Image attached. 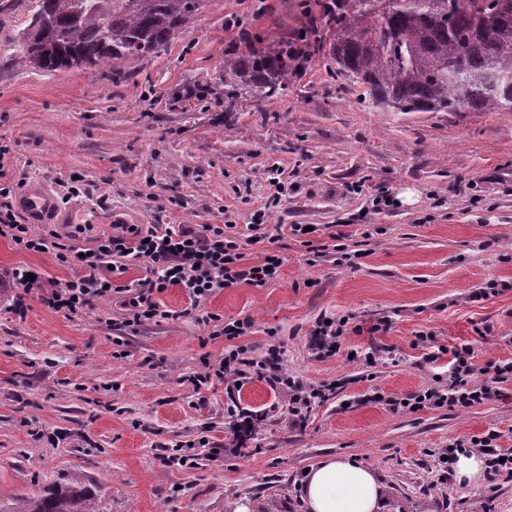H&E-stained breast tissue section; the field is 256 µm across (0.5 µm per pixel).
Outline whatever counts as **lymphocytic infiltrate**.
I'll return each instance as SVG.
<instances>
[{
	"label": "lymphocytic infiltrate",
	"instance_id": "f902f5d3",
	"mask_svg": "<svg viewBox=\"0 0 512 512\" xmlns=\"http://www.w3.org/2000/svg\"><path fill=\"white\" fill-rule=\"evenodd\" d=\"M10 150L0 145V238L8 239L17 248L53 255L57 265L72 269L71 278L56 282L43 277H30L25 266L15 267L0 274V288L22 289L8 310L25 317L28 306L25 293L37 290L42 302L54 312L72 317L89 308L95 301L121 295L124 324L135 328L144 322H162L173 319L174 311L165 309L155 296L170 288L184 289L191 307L224 289L240 283L263 286L274 280L283 259L274 244L276 239L265 233L267 212L254 211L249 228L250 243L266 244L261 264L244 263L242 245L237 237L226 234L223 225L205 224L194 230L183 224H152L148 228H133L127 224L113 225L111 232L94 237L90 245H83L79 231L67 234L48 227L41 233L32 232L29 225L17 220L13 205L22 192L19 183H4V169ZM138 260L142 277L122 283L131 260ZM449 363L452 372L443 390L429 389L415 407L469 408L496 395L499 384L512 380V363L496 366L491 378L477 379L471 367L473 351L470 345L452 347ZM260 375L271 385L288 391V413L293 419L303 417L312 399L322 397L319 389L301 395L294 381L280 366L277 350H270Z\"/></svg>",
	"mask_w": 512,
	"mask_h": 512
}]
</instances>
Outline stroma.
I'll return each mask as SVG.
<instances>
[{
	"label": "stroma",
	"mask_w": 512,
	"mask_h": 512,
	"mask_svg": "<svg viewBox=\"0 0 512 512\" xmlns=\"http://www.w3.org/2000/svg\"><path fill=\"white\" fill-rule=\"evenodd\" d=\"M306 2L206 0L153 55L51 72L15 62L27 6L0 15L8 178L94 204L86 243L116 224L227 218L246 242L252 211L278 193L266 230L284 259L276 279L224 289L194 313L187 292L167 289L158 300L180 318L134 331L116 298L67 318L32 296L20 320L6 310L13 289L0 288V499L73 473L98 487L101 512H307L306 468L336 456L376 470L384 512H512V481L462 489L437 461L490 432L512 452V381L466 409L399 405L447 384L445 348L470 344L482 378L512 361V112L381 110L325 53L275 100H225V49L290 35ZM196 86L204 99L186 96ZM385 196L393 206L380 207ZM295 224L317 231L297 236ZM313 244L322 255L310 265ZM244 253L256 265L265 247ZM18 265L72 275L0 238V268ZM212 314L254 325L216 337ZM324 315L350 330L323 357L311 331ZM273 345L302 389L327 391L303 421L255 370ZM230 347L249 361L237 389L195 388L204 359ZM240 417L251 434L233 433ZM186 444L193 466L170 463Z\"/></svg>",
	"instance_id": "35a3bbf8"
}]
</instances>
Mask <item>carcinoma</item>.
Here are the masks:
<instances>
[{"mask_svg": "<svg viewBox=\"0 0 512 512\" xmlns=\"http://www.w3.org/2000/svg\"><path fill=\"white\" fill-rule=\"evenodd\" d=\"M17 62L94 67L146 57L196 17L204 0H32ZM316 19L291 37L263 32L224 52V97L271 100L329 42L339 72L393 112L512 111V0H315ZM77 476L0 500V512H99Z\"/></svg>", "mask_w": 512, "mask_h": 512, "instance_id": "carcinoma-1", "label": "carcinoma"}]
</instances>
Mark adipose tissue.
<instances>
[{"mask_svg": "<svg viewBox=\"0 0 512 512\" xmlns=\"http://www.w3.org/2000/svg\"><path fill=\"white\" fill-rule=\"evenodd\" d=\"M302 492L308 512H381L385 502L374 470L345 458L310 467Z\"/></svg>", "mask_w": 512, "mask_h": 512, "instance_id": "ef3b65f1", "label": "adipose tissue"}]
</instances>
